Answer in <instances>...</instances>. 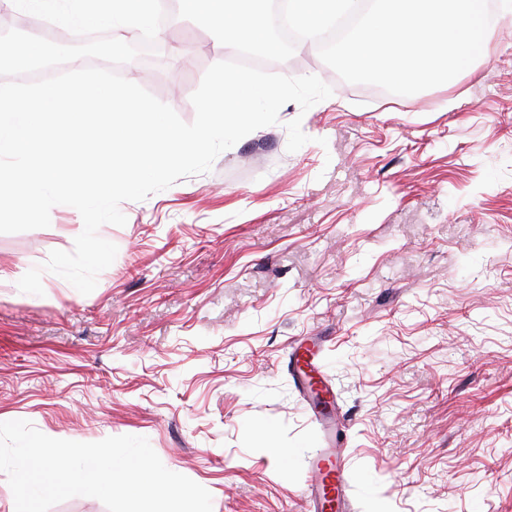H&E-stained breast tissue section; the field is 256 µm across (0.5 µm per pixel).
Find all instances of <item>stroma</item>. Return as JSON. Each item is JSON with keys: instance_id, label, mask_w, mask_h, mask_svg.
<instances>
[{"instance_id": "stroma-1", "label": "stroma", "mask_w": 512, "mask_h": 512, "mask_svg": "<svg viewBox=\"0 0 512 512\" xmlns=\"http://www.w3.org/2000/svg\"><path fill=\"white\" fill-rule=\"evenodd\" d=\"M148 90L192 122L190 97L230 47L177 19ZM315 41L280 74L333 94L207 173L120 206L118 253L84 295L18 280L83 222L0 234V422L78 442L146 437L213 512H305L326 447L288 371L324 340L346 512H512V11L457 80L376 99L323 67ZM309 141L288 152L286 125ZM299 350H303L302 353L297 355L295 358L291 357V366L292 369L299 375H303L302 366H300V359H304V363L307 367L310 368L312 372L315 373V370L318 367V362L321 354V346L318 342L315 341H302L298 347L295 349V352H299Z\"/></svg>"}]
</instances>
